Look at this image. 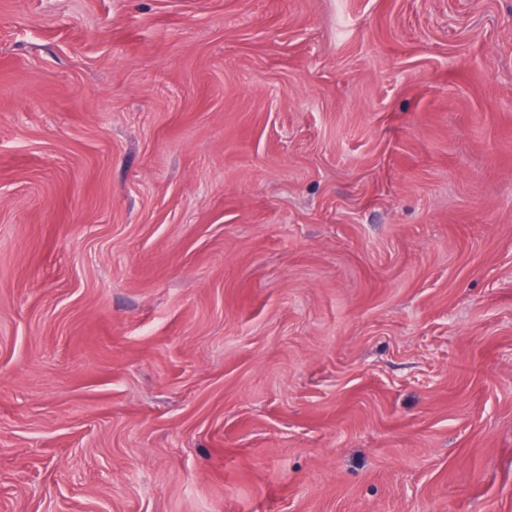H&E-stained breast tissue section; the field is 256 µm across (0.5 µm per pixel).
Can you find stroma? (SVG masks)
Wrapping results in <instances>:
<instances>
[{"label":"stroma","mask_w":512,"mask_h":512,"mask_svg":"<svg viewBox=\"0 0 512 512\" xmlns=\"http://www.w3.org/2000/svg\"><path fill=\"white\" fill-rule=\"evenodd\" d=\"M0 512H512V0H0Z\"/></svg>","instance_id":"35a3bbf8"}]
</instances>
